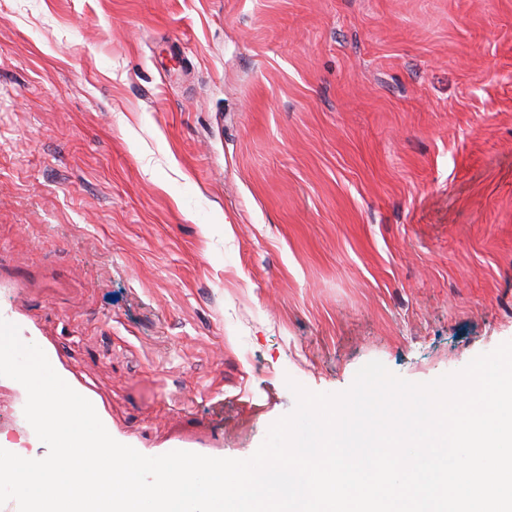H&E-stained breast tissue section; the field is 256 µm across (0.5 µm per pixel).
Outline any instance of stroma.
<instances>
[{"label": "stroma", "mask_w": 512, "mask_h": 512, "mask_svg": "<svg viewBox=\"0 0 512 512\" xmlns=\"http://www.w3.org/2000/svg\"><path fill=\"white\" fill-rule=\"evenodd\" d=\"M1 306L151 457L512 341V0H0Z\"/></svg>", "instance_id": "stroma-1"}]
</instances>
